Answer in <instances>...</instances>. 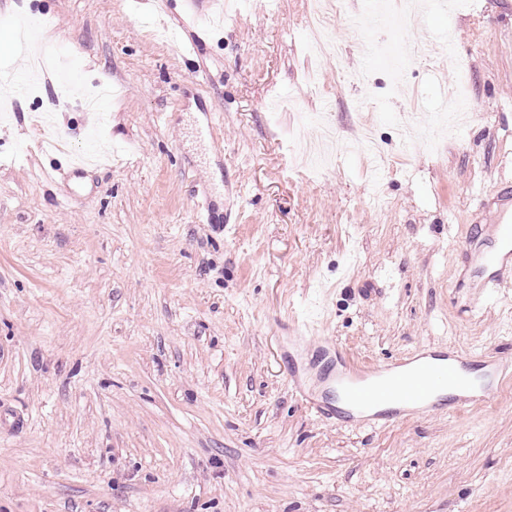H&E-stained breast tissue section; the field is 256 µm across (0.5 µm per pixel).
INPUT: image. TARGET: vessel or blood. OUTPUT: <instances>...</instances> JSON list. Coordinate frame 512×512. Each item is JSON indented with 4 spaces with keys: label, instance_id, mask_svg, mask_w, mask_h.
<instances>
[{
    "label": "vessel or blood",
    "instance_id": "1",
    "mask_svg": "<svg viewBox=\"0 0 512 512\" xmlns=\"http://www.w3.org/2000/svg\"><path fill=\"white\" fill-rule=\"evenodd\" d=\"M184 9L197 12L203 24L223 19L222 0H182ZM512 264V208L499 209L492 227L491 246L480 253L475 266L484 287L500 286L503 268ZM337 366L327 376L329 393H341L354 409L352 423L377 426L396 416L435 408L440 394L451 391L457 410L494 398L495 387L512 375V363L486 362L482 379L469 375L454 351L422 348L401 359L363 369L351 365L342 350H335Z\"/></svg>",
    "mask_w": 512,
    "mask_h": 512
}]
</instances>
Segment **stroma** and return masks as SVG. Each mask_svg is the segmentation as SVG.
<instances>
[{"mask_svg":"<svg viewBox=\"0 0 512 512\" xmlns=\"http://www.w3.org/2000/svg\"><path fill=\"white\" fill-rule=\"evenodd\" d=\"M419 2L359 33L371 0H324L316 53L312 0L206 37L176 0H0L29 24L0 49V512H512V379L375 428L289 386L299 336L512 357V284L466 271L512 187V11ZM395 45L409 99L363 52ZM57 52L66 97L29 67Z\"/></svg>","mask_w":512,"mask_h":512,"instance_id":"35a3bbf8","label":"stroma"}]
</instances>
